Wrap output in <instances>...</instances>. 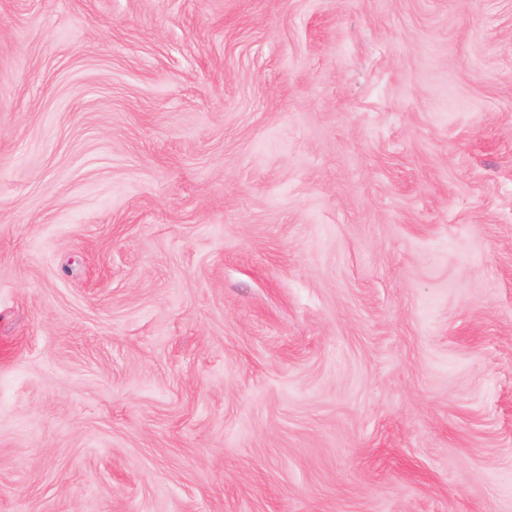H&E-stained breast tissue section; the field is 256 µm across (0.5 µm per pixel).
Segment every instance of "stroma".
<instances>
[{
  "instance_id": "stroma-1",
  "label": "stroma",
  "mask_w": 512,
  "mask_h": 512,
  "mask_svg": "<svg viewBox=\"0 0 512 512\" xmlns=\"http://www.w3.org/2000/svg\"><path fill=\"white\" fill-rule=\"evenodd\" d=\"M0 512H512V0H0Z\"/></svg>"
}]
</instances>
